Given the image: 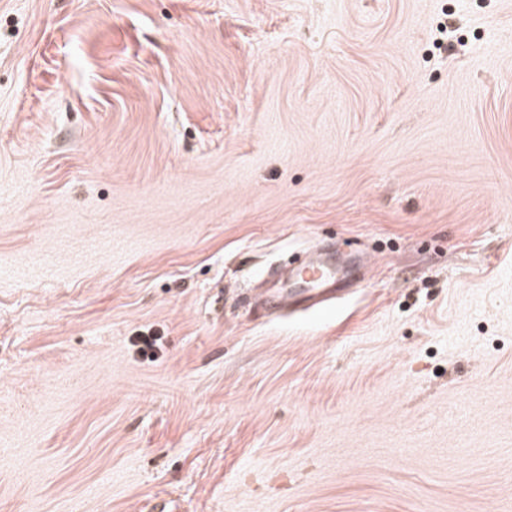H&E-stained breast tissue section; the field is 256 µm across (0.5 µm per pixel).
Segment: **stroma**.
I'll return each instance as SVG.
<instances>
[{
	"label": "stroma",
	"instance_id": "obj_1",
	"mask_svg": "<svg viewBox=\"0 0 512 512\" xmlns=\"http://www.w3.org/2000/svg\"><path fill=\"white\" fill-rule=\"evenodd\" d=\"M0 512H512V0H0ZM339 272L335 267L321 261H309L289 274L288 285L268 289L265 305L280 312L286 308L315 309L336 301L337 288H322L335 285Z\"/></svg>",
	"mask_w": 512,
	"mask_h": 512
}]
</instances>
